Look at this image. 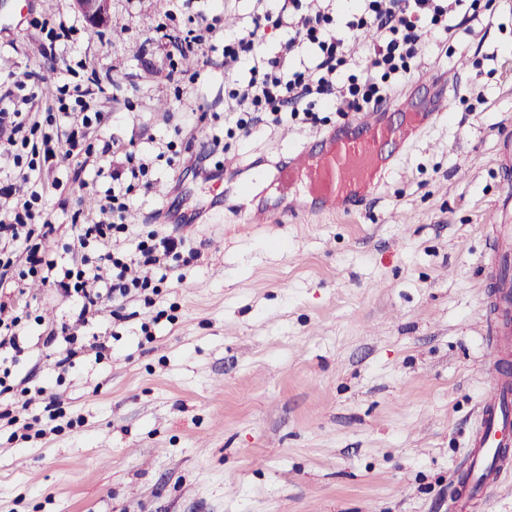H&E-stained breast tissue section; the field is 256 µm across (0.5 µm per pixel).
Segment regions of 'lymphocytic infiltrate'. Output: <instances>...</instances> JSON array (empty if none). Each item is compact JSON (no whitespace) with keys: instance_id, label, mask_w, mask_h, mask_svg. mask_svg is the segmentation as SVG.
Here are the masks:
<instances>
[{"instance_id":"1","label":"lymphocytic infiltrate","mask_w":512,"mask_h":512,"mask_svg":"<svg viewBox=\"0 0 512 512\" xmlns=\"http://www.w3.org/2000/svg\"><path fill=\"white\" fill-rule=\"evenodd\" d=\"M168 19L196 12L180 38L181 53L200 54L224 48L225 65H243V72L224 84V93L237 105L231 122L242 136L260 124L279 125L300 119L304 126L325 125V113L342 115L377 110L407 84L419 69V47L432 42L445 48L457 30L478 36L486 15L481 0H278L267 9L256 0L251 19L237 30L224 31L221 17L194 11V0H170ZM280 37L276 52L267 49L271 34ZM92 87L66 84L55 87L51 103L39 119L0 108V127L10 129L6 155L9 178L0 179V427L19 431L22 440L44 436L56 420L60 398L47 418L28 417V388H14L11 367L30 348L21 332L31 303L23 284L38 279L70 299L78 310L76 326L47 325L38 336L43 348L53 350L55 366L68 371L105 318L122 319L127 303L135 301L148 320L149 333L174 315L160 309L159 297L170 288L168 273L175 264L198 261L201 253L183 237L166 233L159 224L135 229L125 224L131 198L149 187L156 161L176 154V140L156 142L152 151L127 153L126 168L113 169L112 186L100 198L95 213L77 212L62 253L66 267L45 242L56 227L46 206L41 182L44 166L61 162L86 165L91 157L113 151L110 142H96L91 132L107 115L92 109ZM142 274L128 278L130 265ZM112 297L110 315L98 306L101 293Z\"/></svg>"}]
</instances>
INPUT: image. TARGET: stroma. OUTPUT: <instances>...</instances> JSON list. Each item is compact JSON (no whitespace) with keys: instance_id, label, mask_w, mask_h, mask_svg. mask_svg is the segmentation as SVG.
<instances>
[{"instance_id":"35a3bbf8","label":"stroma","mask_w":512,"mask_h":512,"mask_svg":"<svg viewBox=\"0 0 512 512\" xmlns=\"http://www.w3.org/2000/svg\"><path fill=\"white\" fill-rule=\"evenodd\" d=\"M21 33L0 35V94L38 86L30 115L49 105L50 86L95 81L109 120L94 130L121 150H140L193 125L183 156L222 127L224 53L179 56V33L157 39L165 0H109L117 32H93L73 0H42ZM79 28L76 50L49 49L40 23ZM483 39L459 37L452 57L430 44L423 64L448 73L451 110L395 161L379 190L351 214L301 215L284 224L244 223L232 211L256 169L275 164L269 144L300 145L299 123L224 139L204 163L221 185L158 162L130 208L136 224H160V206L224 211L184 229L202 257L179 267L167 295L176 323L152 339L141 317L115 321L111 361L84 348L68 373L39 350L18 370L43 386L31 411L61 395L73 429L23 442L0 430V512H457L467 445L492 349L488 232L512 195L498 164L512 140V0H493ZM200 74L177 100L170 58ZM85 60L86 70L71 66ZM166 110H158V103ZM117 160L84 169L53 165L41 179L60 249L77 209L78 185L102 192ZM37 318L74 323L54 289L30 283Z\"/></svg>"}]
</instances>
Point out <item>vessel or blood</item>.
<instances>
[{
  "mask_svg": "<svg viewBox=\"0 0 512 512\" xmlns=\"http://www.w3.org/2000/svg\"><path fill=\"white\" fill-rule=\"evenodd\" d=\"M430 82L435 95L425 101L410 94L391 99L360 119H351L317 141L293 151L276 146L281 161L277 179L289 188L291 212L320 210L348 212L381 183L391 159L387 147L404 143L409 132L395 124L402 114L424 126L447 109V81L435 73ZM491 250L494 263L512 261V208L502 207L499 224L493 227ZM487 286L495 315V355L486 364L491 380L478 413L477 430L468 453V490L475 493L500 476L502 449L512 447V374L501 371L500 360L512 352V281L490 277Z\"/></svg>",
  "mask_w": 512,
  "mask_h": 512,
  "instance_id": "b4317fda",
  "label": "vessel or blood"
}]
</instances>
